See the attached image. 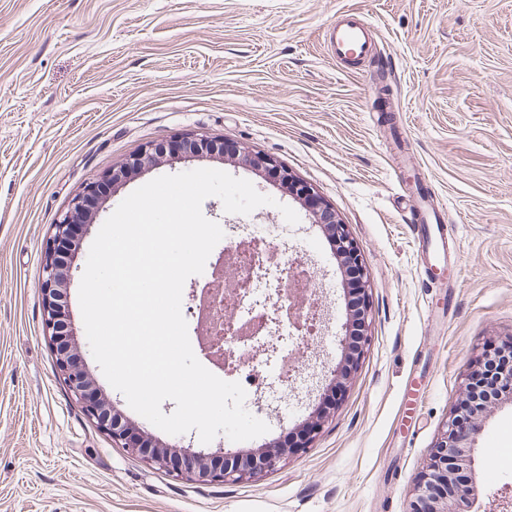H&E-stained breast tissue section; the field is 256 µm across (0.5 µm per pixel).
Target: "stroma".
I'll return each mask as SVG.
<instances>
[{
	"label": "stroma",
	"mask_w": 512,
	"mask_h": 512,
	"mask_svg": "<svg viewBox=\"0 0 512 512\" xmlns=\"http://www.w3.org/2000/svg\"><path fill=\"white\" fill-rule=\"evenodd\" d=\"M347 10L376 33L372 56L353 63L324 45ZM199 135L312 184L356 241L370 288L369 341L341 404L306 452L242 482L177 479L115 444L62 381L39 293L46 242L75 195L146 144ZM198 168L274 198L239 215L210 197L202 212L222 246L247 224L305 258L331 321L323 354L305 352L289 390L247 393L269 432L207 444L134 412L88 343L80 357L103 398L162 447L256 451L320 409L349 316L336 250L285 188L219 156H165L133 173L89 217L69 314L82 319L89 249L120 202ZM419 184L455 226L449 289L421 271ZM511 335L512 0H0V512H407L477 355ZM478 446L470 512H503L511 406L486 416Z\"/></svg>",
	"instance_id": "stroma-1"
}]
</instances>
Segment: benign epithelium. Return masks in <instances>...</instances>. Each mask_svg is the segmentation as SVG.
Listing matches in <instances>:
<instances>
[{"label": "benign epithelium", "instance_id": "1", "mask_svg": "<svg viewBox=\"0 0 512 512\" xmlns=\"http://www.w3.org/2000/svg\"><path fill=\"white\" fill-rule=\"evenodd\" d=\"M166 150L171 155L205 152L221 157L231 156L265 172L270 180L281 184L306 206L313 223L324 225L336 244L343 266L357 274L356 298L350 304V316L341 338L344 362L332 370L331 384L326 393L332 406L343 398L347 380L357 369L368 342L371 306L363 261L346 225L336 219L335 213L312 185L297 179L269 155L249 151L238 142L203 135L142 147L121 165L87 184L53 225L39 289L46 335L55 353L58 370L75 400L112 437V441L173 477H188L199 482L248 480L275 469L287 454L306 451L320 432L328 413L321 412L311 418L298 431L297 440L291 447L274 444L258 452H226L218 460L177 448H159L153 445L152 438L144 430L128 424L98 397L91 379L74 354V350L80 348L79 330L68 312L66 290L74 261L70 245L87 231V205L98 197L103 185L123 182L132 172L157 162ZM505 401L512 404V336L498 345V351L487 348L477 358L466 377L462 399L448 417L443 433L431 450L426 471L415 485L408 512H459L458 505L475 495L472 460L482 429V418Z\"/></svg>", "mask_w": 512, "mask_h": 512}]
</instances>
